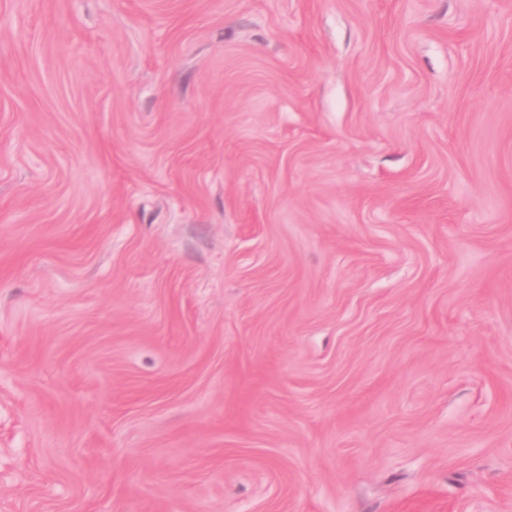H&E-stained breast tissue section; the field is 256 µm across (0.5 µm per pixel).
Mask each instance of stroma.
Wrapping results in <instances>:
<instances>
[{
    "mask_svg": "<svg viewBox=\"0 0 512 512\" xmlns=\"http://www.w3.org/2000/svg\"><path fill=\"white\" fill-rule=\"evenodd\" d=\"M0 512H512V0H0Z\"/></svg>",
    "mask_w": 512,
    "mask_h": 512,
    "instance_id": "stroma-1",
    "label": "stroma"
}]
</instances>
